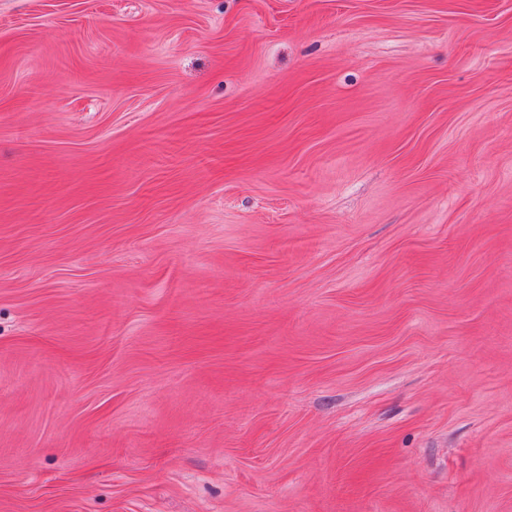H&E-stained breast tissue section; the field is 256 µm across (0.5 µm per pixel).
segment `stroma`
<instances>
[{
	"label": "stroma",
	"mask_w": 512,
	"mask_h": 512,
	"mask_svg": "<svg viewBox=\"0 0 512 512\" xmlns=\"http://www.w3.org/2000/svg\"><path fill=\"white\" fill-rule=\"evenodd\" d=\"M0 512H512V0H0Z\"/></svg>",
	"instance_id": "35a3bbf8"
}]
</instances>
